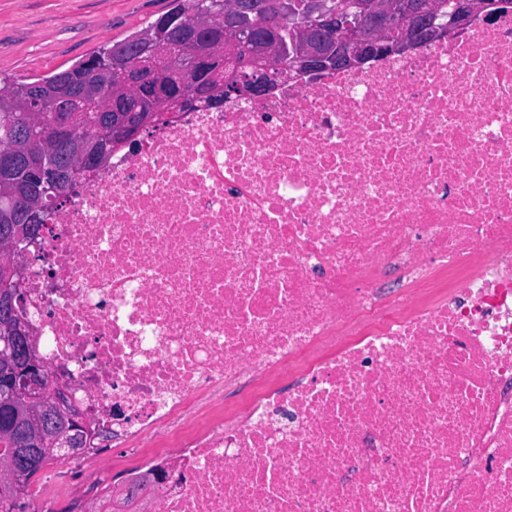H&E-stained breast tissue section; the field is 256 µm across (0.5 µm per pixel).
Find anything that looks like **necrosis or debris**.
Here are the masks:
<instances>
[{"instance_id":"obj_1","label":"necrosis or debris","mask_w":512,"mask_h":512,"mask_svg":"<svg viewBox=\"0 0 512 512\" xmlns=\"http://www.w3.org/2000/svg\"><path fill=\"white\" fill-rule=\"evenodd\" d=\"M24 248L142 512H512V13L165 113Z\"/></svg>"}]
</instances>
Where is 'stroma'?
Masks as SVG:
<instances>
[{
  "label": "stroma",
  "instance_id": "obj_1",
  "mask_svg": "<svg viewBox=\"0 0 512 512\" xmlns=\"http://www.w3.org/2000/svg\"><path fill=\"white\" fill-rule=\"evenodd\" d=\"M173 0H0V78H38L68 69L110 41L142 30ZM92 479L80 468L43 467L37 487L89 496Z\"/></svg>",
  "mask_w": 512,
  "mask_h": 512
}]
</instances>
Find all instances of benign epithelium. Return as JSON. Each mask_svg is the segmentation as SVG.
<instances>
[{"instance_id":"7a95c632","label":"benign epithelium","mask_w":512,"mask_h":512,"mask_svg":"<svg viewBox=\"0 0 512 512\" xmlns=\"http://www.w3.org/2000/svg\"><path fill=\"white\" fill-rule=\"evenodd\" d=\"M448 21L436 23L437 4L433 0H413L406 5L403 17H398L389 0H354L349 12L331 7L328 0H280L277 6L278 26L305 38L304 49L292 54L288 45L268 35L259 37L254 47L258 63L250 70L235 66L226 84L224 101H256L270 95L280 80L316 76L325 72L360 67L367 62L394 53L414 49L438 37L461 32L477 17L491 21L495 13L487 10L483 0H448ZM410 29L408 38L392 42L387 33L397 20ZM163 55L152 44L141 47L142 61L128 75L132 93L146 100L167 103V111L180 112L188 106L189 95L163 82L155 73L153 60ZM290 57L288 70H283L279 58ZM79 94L90 105L96 100L89 86L82 85L57 97L56 111L67 112L73 95ZM107 138L96 126L76 149V163L70 169V178L79 179L92 172L103 161ZM56 167L52 163L34 168V177L25 189V199L39 203L27 210L28 223L13 228L0 246L6 250L0 259V436L13 448L5 460L6 474L18 495L27 492L25 474L38 468L31 446L29 426L13 414L10 404L22 399L30 409H41V429L53 432L58 448L77 453L84 447L86 430L68 404L64 393L47 391L49 376L44 362L30 346L32 328L18 314L22 294L18 288L26 264V254L19 243L28 235H42L47 225L40 223L43 197L56 203L64 191L56 184Z\"/></svg>"}]
</instances>
